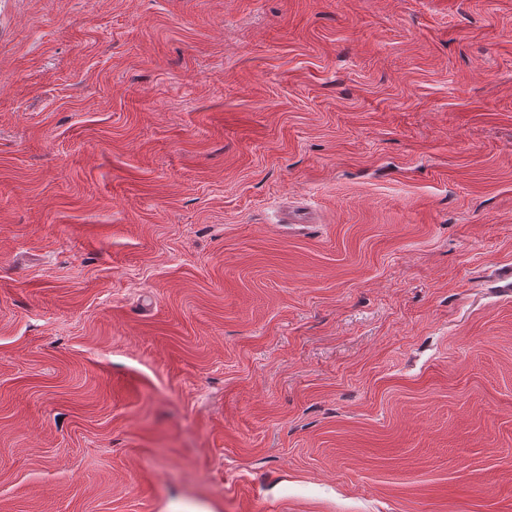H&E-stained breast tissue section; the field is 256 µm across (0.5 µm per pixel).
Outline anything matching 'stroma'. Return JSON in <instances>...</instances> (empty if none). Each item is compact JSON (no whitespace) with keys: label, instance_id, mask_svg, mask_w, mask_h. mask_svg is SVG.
<instances>
[{"label":"stroma","instance_id":"35a3bbf8","mask_svg":"<svg viewBox=\"0 0 512 512\" xmlns=\"http://www.w3.org/2000/svg\"><path fill=\"white\" fill-rule=\"evenodd\" d=\"M512 0H0V512H512Z\"/></svg>","mask_w":512,"mask_h":512}]
</instances>
